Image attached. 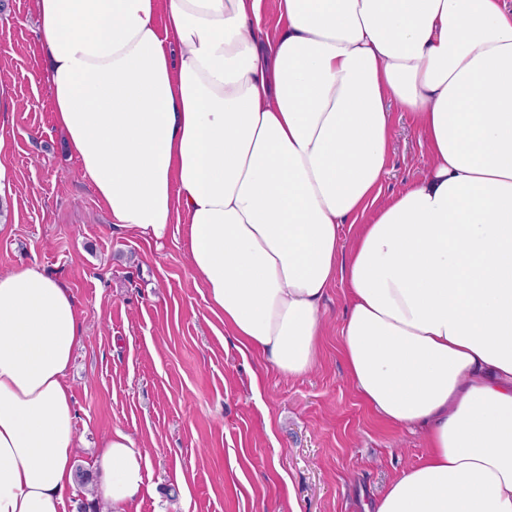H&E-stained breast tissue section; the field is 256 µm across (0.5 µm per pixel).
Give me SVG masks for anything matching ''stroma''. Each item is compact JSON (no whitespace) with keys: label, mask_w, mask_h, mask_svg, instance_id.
<instances>
[{"label":"stroma","mask_w":512,"mask_h":512,"mask_svg":"<svg viewBox=\"0 0 512 512\" xmlns=\"http://www.w3.org/2000/svg\"><path fill=\"white\" fill-rule=\"evenodd\" d=\"M44 71L32 0H0V274L40 265L75 299L77 464L119 428L147 452L138 512H362L426 448L422 432L380 419L347 379L344 283L324 300L321 356L307 375L282 377L240 351L193 279L184 225L160 245L112 228L67 151ZM428 165L408 115L394 112L380 200Z\"/></svg>","instance_id":"stroma-1"}]
</instances>
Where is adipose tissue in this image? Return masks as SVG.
I'll use <instances>...</instances> for the list:
<instances>
[{
  "label": "adipose tissue",
  "instance_id": "adipose-tissue-1",
  "mask_svg": "<svg viewBox=\"0 0 512 512\" xmlns=\"http://www.w3.org/2000/svg\"><path fill=\"white\" fill-rule=\"evenodd\" d=\"M274 3L270 38L264 0H34L55 121L114 228L184 223L209 312L282 376L345 282L350 381L427 444L364 512H512V7ZM395 106L430 165L383 201ZM81 341L61 280L0 275V512H65ZM145 465L113 430L95 500L129 512Z\"/></svg>",
  "mask_w": 512,
  "mask_h": 512
}]
</instances>
